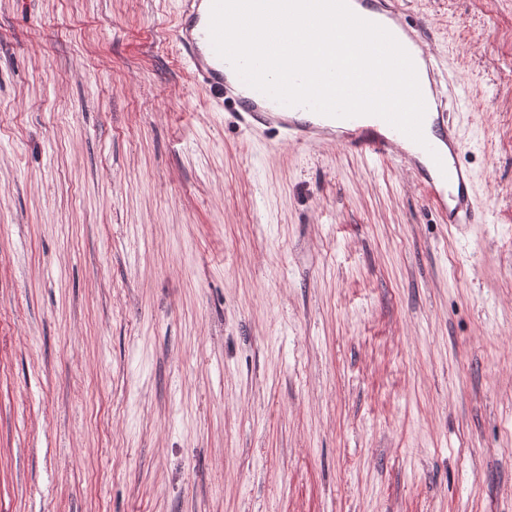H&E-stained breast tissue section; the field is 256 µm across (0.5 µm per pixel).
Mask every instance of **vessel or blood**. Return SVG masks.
Listing matches in <instances>:
<instances>
[{"label":"vessel or blood","mask_w":512,"mask_h":512,"mask_svg":"<svg viewBox=\"0 0 512 512\" xmlns=\"http://www.w3.org/2000/svg\"><path fill=\"white\" fill-rule=\"evenodd\" d=\"M348 5L358 16L388 29L411 55L426 105L424 122L430 127L426 145L410 143L406 135L373 115L336 118L317 113L306 119L302 107L282 104L246 85L213 49L212 0H187L176 26V43L197 84L216 101L231 106L245 128L271 130L290 143L336 144L406 165L417 171L429 204L448 223H476L474 175L460 162L465 143L459 127L448 118L440 66L425 48V29L403 17L399 0H348Z\"/></svg>","instance_id":"1"}]
</instances>
